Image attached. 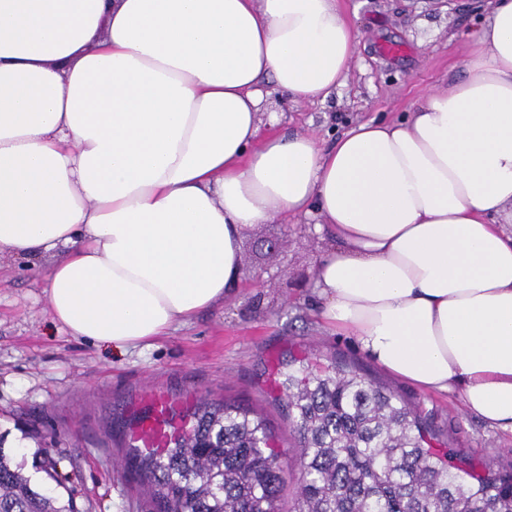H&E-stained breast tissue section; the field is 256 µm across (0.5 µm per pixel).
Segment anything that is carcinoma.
Returning a JSON list of instances; mask_svg holds the SVG:
<instances>
[{
	"label": "carcinoma",
	"mask_w": 512,
	"mask_h": 512,
	"mask_svg": "<svg viewBox=\"0 0 512 512\" xmlns=\"http://www.w3.org/2000/svg\"><path fill=\"white\" fill-rule=\"evenodd\" d=\"M302 479L294 512H512V476H476L430 448L391 392L331 364L286 374ZM165 448L136 454L160 512H280L285 483L266 425L205 403L179 415ZM0 512H74L0 448Z\"/></svg>",
	"instance_id": "1"
}]
</instances>
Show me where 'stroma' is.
<instances>
[{
	"instance_id": "obj_1",
	"label": "stroma",
	"mask_w": 512,
	"mask_h": 512,
	"mask_svg": "<svg viewBox=\"0 0 512 512\" xmlns=\"http://www.w3.org/2000/svg\"><path fill=\"white\" fill-rule=\"evenodd\" d=\"M341 8L362 34L348 86L322 103L264 101L282 134L326 142L360 122L395 121L463 74L459 34L477 17L459 0H341ZM390 43L401 46L399 55L383 54ZM321 248L311 226L294 219L247 228L242 262L260 286L243 281L213 309L122 355L53 325L42 280L50 257L34 266L1 261L0 447L31 474L49 456L57 477L39 488L72 498L77 512H158L125 462L137 421L156 393L182 412L222 400L264 419L286 469L279 506L292 512L300 472L282 373L294 359L334 358L398 396L458 459L479 471H512L511 437L467 413L455 396L386 373L352 338L320 325L313 279Z\"/></svg>"
}]
</instances>
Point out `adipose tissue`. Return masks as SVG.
Instances as JSON below:
<instances>
[{
	"label": "adipose tissue",
	"instance_id": "obj_1",
	"mask_svg": "<svg viewBox=\"0 0 512 512\" xmlns=\"http://www.w3.org/2000/svg\"><path fill=\"white\" fill-rule=\"evenodd\" d=\"M465 39L448 89L324 146L258 93L345 85L339 0H0V261L61 252L53 320L123 354L224 301L246 227L313 221L322 323L512 435V0Z\"/></svg>",
	"mask_w": 512,
	"mask_h": 512
}]
</instances>
